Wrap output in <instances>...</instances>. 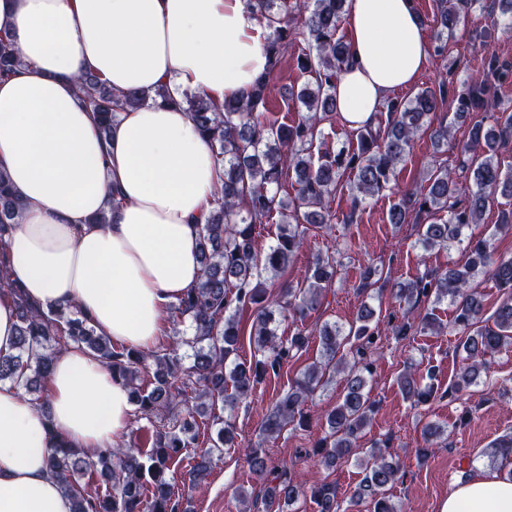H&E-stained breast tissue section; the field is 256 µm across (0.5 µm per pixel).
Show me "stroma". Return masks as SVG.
<instances>
[{
    "mask_svg": "<svg viewBox=\"0 0 512 512\" xmlns=\"http://www.w3.org/2000/svg\"><path fill=\"white\" fill-rule=\"evenodd\" d=\"M305 40L296 41L284 54L273 74L268 98L267 115L270 119L286 122L296 118L289 108L287 92L303 78L296 69V57ZM512 61V32L494 27L493 18L483 9L469 11L464 25L448 43L446 57H432L426 71L417 82L418 88L436 87L442 76H451L455 84H462L489 55ZM469 123L457 124L454 138L448 145L435 146L429 134H421L414 142L405 161L398 166L396 186L373 197L358 211L350 209L349 183L352 173H345L346 185L337 195L333 208L337 222L331 232L313 228L306 233L305 246L295 260L275 278V285H300L311 254L338 252L342 265L330 291L317 310L309 313L306 326L329 321L351 323L364 301L357 290L360 272L367 264L383 267L390 282L406 281L424 269L442 270L450 264H461L466 254L461 247L449 250L423 251L417 246V233L411 225H394L389 220L392 207L399 200V191L405 187L424 184L430 171L438 166L458 169L457 146L466 141ZM353 215L352 223H345L346 215ZM422 309L434 310L445 322L440 334H416L410 340L385 342L381 355L373 366L371 396L379 408L372 423L362 434L360 443L388 438L392 450L404 465V476L393 484L390 494L405 512H438L449 492L462 484L469 469H491L486 451L501 435L512 433V351L496 354L489 362L487 376L479 386L461 391L453 398L435 399L414 407L403 398L397 379L404 369L406 358H413L417 376H427L436 369V383L441 389L451 386L461 359L455 350L461 340L448 326L452 309L448 303L431 305L422 302ZM319 355L317 343H310L296 361L284 366L279 376L269 379L234 413L239 445L250 444L266 449L276 461H287L290 469L301 473L307 484L336 483L342 491H351L360 480L355 461H348L328 469L305 456L322 435L326 414L341 401L342 385L332 382L324 391L308 402L311 426L308 430H284L275 440H266L260 434V425L299 370ZM444 427L442 446L431 456L423 458L417 453L423 445L422 430L426 424ZM255 484L244 458L235 448L224 449L214 458L205 478V488L188 492L189 512H238L234 498L236 488H251Z\"/></svg>",
    "mask_w": 512,
    "mask_h": 512,
    "instance_id": "obj_1",
    "label": "stroma"
}]
</instances>
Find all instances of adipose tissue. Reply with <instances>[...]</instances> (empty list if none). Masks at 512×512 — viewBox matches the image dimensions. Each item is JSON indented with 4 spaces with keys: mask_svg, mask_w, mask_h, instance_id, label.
<instances>
[{
    "mask_svg": "<svg viewBox=\"0 0 512 512\" xmlns=\"http://www.w3.org/2000/svg\"><path fill=\"white\" fill-rule=\"evenodd\" d=\"M345 23L352 62L334 95L355 129L415 83L431 47L415 0H348ZM1 33L22 57L0 80V172L25 203L9 278L40 308H77L113 343L151 348L169 304L202 279L199 229L224 168L174 104L123 112L104 139L75 77L89 70L117 93L165 85L220 104L248 96L266 72L268 31L245 0H0ZM105 209L110 222L94 223ZM45 399L42 410L0 384V512H71L48 473L52 434L91 453L128 433L127 387L82 348L57 358ZM440 512H512V476L477 470Z\"/></svg>",
    "mask_w": 512,
    "mask_h": 512,
    "instance_id": "1",
    "label": "adipose tissue"
}]
</instances>
